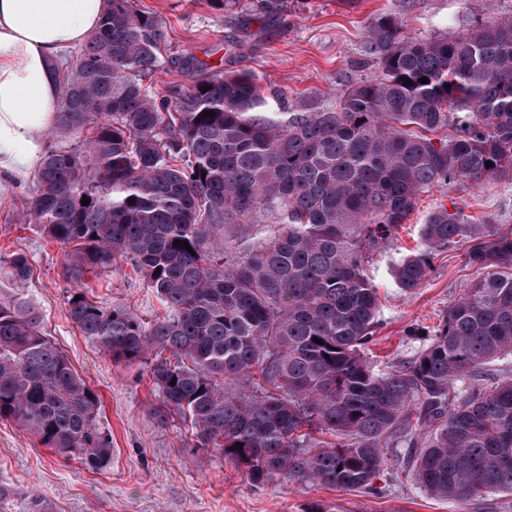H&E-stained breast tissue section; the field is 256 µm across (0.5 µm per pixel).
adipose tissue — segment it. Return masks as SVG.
Segmentation results:
<instances>
[{
	"mask_svg": "<svg viewBox=\"0 0 512 512\" xmlns=\"http://www.w3.org/2000/svg\"><path fill=\"white\" fill-rule=\"evenodd\" d=\"M107 0H0V176L37 169L60 100L55 62L98 26Z\"/></svg>",
	"mask_w": 512,
	"mask_h": 512,
	"instance_id": "adipose-tissue-1",
	"label": "adipose tissue"
}]
</instances>
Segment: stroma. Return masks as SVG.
<instances>
[{"mask_svg": "<svg viewBox=\"0 0 512 512\" xmlns=\"http://www.w3.org/2000/svg\"><path fill=\"white\" fill-rule=\"evenodd\" d=\"M169 29L168 55H195L227 72L246 70L263 85L272 111L292 112L337 104L350 83L376 78L378 65L363 54L369 28L392 17L413 38L460 36L479 21L512 17V0H285L272 18L245 7L227 13L215 0H138ZM31 174L0 183V253L22 248L34 258L27 293L37 302L43 328L97 392L112 432V462L91 470L80 460L43 447L10 419L0 418V484L15 497L7 512H32L33 498L54 512H308L318 503L328 512H512V495L487 492L467 504L429 496L413 478L384 470L379 494H363L277 476L258 487L243 468L211 448L198 446L179 419L160 421L158 394L146 363H116L86 340L68 316L70 281L65 252L31 225L16 221L25 208ZM459 208L473 223L491 217L512 225V183L454 182L422 193L393 241L375 252L368 273L381 292L380 326L366 355L404 363L422 345L408 332H433L475 279L463 246L442 250L425 283L404 293L391 267L420 245V226L439 206ZM93 294L150 320L162 309L130 264L119 261L92 278Z\"/></svg>", "mask_w": 512, "mask_h": 512, "instance_id": "stroma-1", "label": "stroma"}]
</instances>
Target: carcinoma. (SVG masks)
Returning a JSON list of instances; mask_svg holds the SVG:
<instances>
[{"label":"carcinoma","instance_id":"carcinoma-1","mask_svg":"<svg viewBox=\"0 0 512 512\" xmlns=\"http://www.w3.org/2000/svg\"><path fill=\"white\" fill-rule=\"evenodd\" d=\"M167 42L137 0H108L56 65L52 125L70 141L34 171L18 222L65 248L66 308L82 335L117 363L149 364L158 417L179 418L255 484L281 474L372 493L394 462L434 498L512 494V378L485 374L512 356V225L432 211L420 248L392 267L396 286H422L457 244L479 278L408 362L365 357L378 325L366 264L417 196L512 182V18L427 40L382 19L363 45L381 75L305 114L264 111L251 73L168 56ZM170 65L191 85L152 88ZM264 222L269 237L225 243V225ZM120 259L164 315L145 322L93 297L91 278ZM32 263L19 248L0 271L23 290ZM0 418L92 469L112 460L99 394L21 293L0 302Z\"/></svg>","mask_w":512,"mask_h":512}]
</instances>
